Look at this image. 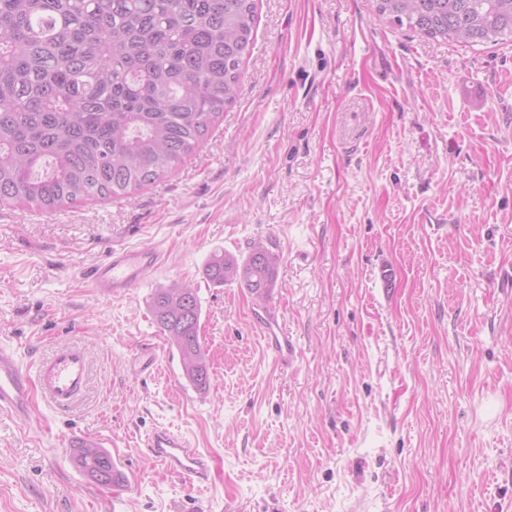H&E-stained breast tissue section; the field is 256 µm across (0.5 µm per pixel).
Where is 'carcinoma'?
Wrapping results in <instances>:
<instances>
[{
    "label": "carcinoma",
    "mask_w": 512,
    "mask_h": 512,
    "mask_svg": "<svg viewBox=\"0 0 512 512\" xmlns=\"http://www.w3.org/2000/svg\"><path fill=\"white\" fill-rule=\"evenodd\" d=\"M388 18L432 39H512V0H374ZM257 0H0V207L52 212L127 197L193 156L233 103L250 55ZM278 258L262 242L238 258L215 253L203 275L266 301ZM154 322L184 378L204 391L198 289L157 288ZM91 481L124 483L112 456L85 445Z\"/></svg>",
    "instance_id": "carcinoma-1"
}]
</instances>
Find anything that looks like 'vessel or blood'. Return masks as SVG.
Here are the masks:
<instances>
[{
    "instance_id": "1",
    "label": "vessel or blood",
    "mask_w": 512,
    "mask_h": 512,
    "mask_svg": "<svg viewBox=\"0 0 512 512\" xmlns=\"http://www.w3.org/2000/svg\"><path fill=\"white\" fill-rule=\"evenodd\" d=\"M160 264L156 248L115 249L89 273L87 281L98 295L120 297L136 288L144 274ZM265 341L281 362L293 359L295 346L288 336L271 330ZM88 378L89 362L80 346L57 348L31 373L22 369L13 350L0 347V411L10 412L21 420L29 419L33 392L37 389L51 404H75L83 396ZM144 444L169 473L189 483L207 479V460L182 434L158 427L146 436Z\"/></svg>"
}]
</instances>
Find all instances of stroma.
Segmentation results:
<instances>
[{"mask_svg": "<svg viewBox=\"0 0 512 512\" xmlns=\"http://www.w3.org/2000/svg\"><path fill=\"white\" fill-rule=\"evenodd\" d=\"M257 15L234 104L180 168L127 198L0 208V345L30 370L68 344L90 365L74 406L0 412V512H512V42L429 39L373 0ZM257 240L278 257L266 301L206 282L213 252ZM146 246L163 262L138 288H89L110 249ZM176 281L199 289L202 392L150 313ZM158 426L208 483L153 459ZM82 442L125 483L89 481ZM263 337L269 348L282 363H288L294 358L295 346L289 336L278 335L275 331L268 329L267 336ZM144 444L152 457L169 473L189 483L208 478V461L182 434L166 427H157L146 436ZM74 459L80 471L98 485L108 487L121 485L125 482L123 473L115 467L112 456L103 448L85 445L78 448ZM104 466L108 468V479L104 484H101L100 479L96 478V474Z\"/></svg>", "mask_w": 512, "mask_h": 512, "instance_id": "35a3bbf8", "label": "stroma"}]
</instances>
